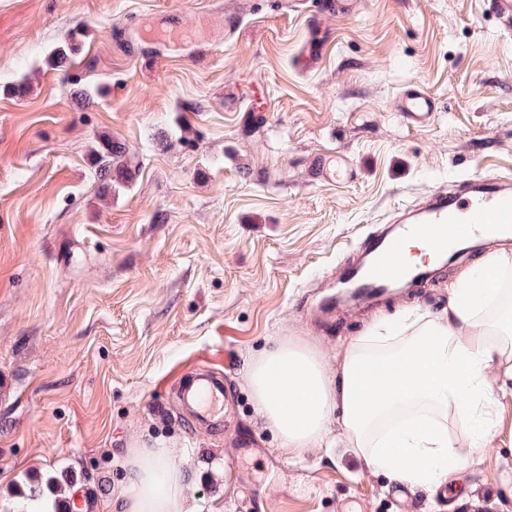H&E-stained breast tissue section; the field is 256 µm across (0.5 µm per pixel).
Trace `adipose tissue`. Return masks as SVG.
Returning <instances> with one entry per match:
<instances>
[{
    "label": "adipose tissue",
    "mask_w": 512,
    "mask_h": 512,
    "mask_svg": "<svg viewBox=\"0 0 512 512\" xmlns=\"http://www.w3.org/2000/svg\"><path fill=\"white\" fill-rule=\"evenodd\" d=\"M511 269V256L486 257L451 286L447 314L380 319L351 341L333 378L308 351L274 345L248 373L257 413L284 452L298 453L324 441L339 412L348 446L369 469L412 486L441 484L462 462L449 425L480 446L498 413L486 371L500 361L512 378V290L502 281ZM126 465L117 512H175L183 474L167 449H134Z\"/></svg>",
    "instance_id": "obj_1"
}]
</instances>
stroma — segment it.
I'll return each instance as SVG.
<instances>
[{
    "instance_id": "35a3bbf8",
    "label": "stroma",
    "mask_w": 512,
    "mask_h": 512,
    "mask_svg": "<svg viewBox=\"0 0 512 512\" xmlns=\"http://www.w3.org/2000/svg\"><path fill=\"white\" fill-rule=\"evenodd\" d=\"M0 0V512L9 491L68 468L73 512H115L129 449H168L180 512H512V382L484 445L439 488L403 487L346 448L286 454L256 414L251 362L274 342L312 350L328 375L374 322L448 307L459 260L367 314L325 318L342 268L429 191L512 178V32L490 0ZM84 30L65 68L45 58ZM104 94L74 96L70 77ZM439 103L408 128L400 91ZM122 144L137 172L104 188L94 151ZM353 162L344 186L312 180L320 155ZM200 369L234 392L219 431L180 413Z\"/></svg>"
}]
</instances>
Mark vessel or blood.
<instances>
[{"instance_id": "1", "label": "vessel or blood", "mask_w": 512, "mask_h": 512, "mask_svg": "<svg viewBox=\"0 0 512 512\" xmlns=\"http://www.w3.org/2000/svg\"><path fill=\"white\" fill-rule=\"evenodd\" d=\"M437 108L434 97L421 84L404 88L398 109L413 128L428 124ZM312 173L315 179L333 184L353 181L355 171L342 157H319ZM512 240V180L485 177L456 187L439 188L423 203L394 216L381 233L370 237L361 255L345 265L342 279L356 288V302L379 304L401 288L422 287L436 265L446 263L463 244ZM424 245L422 260H411L409 243ZM232 391L216 376L184 389L183 399L192 419L208 421L219 417Z\"/></svg>"}]
</instances>
